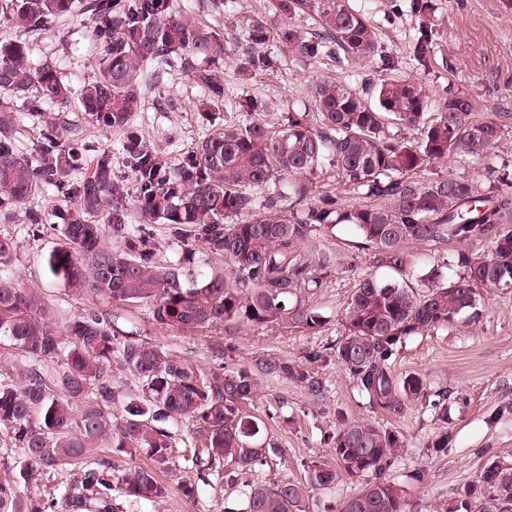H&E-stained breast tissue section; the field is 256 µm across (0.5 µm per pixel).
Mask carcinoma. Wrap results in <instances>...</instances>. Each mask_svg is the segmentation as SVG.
Returning a JSON list of instances; mask_svg holds the SVG:
<instances>
[{
	"label": "carcinoma",
	"instance_id": "obj_1",
	"mask_svg": "<svg viewBox=\"0 0 512 512\" xmlns=\"http://www.w3.org/2000/svg\"><path fill=\"white\" fill-rule=\"evenodd\" d=\"M87 16L98 75L78 95L49 65L29 62L30 43L74 15ZM278 20H253L244 38L199 23L173 0H0V16L15 30L0 38V96L20 99L39 111L64 113L76 103L102 129L123 133L130 179L115 174L112 159L82 138L50 134L32 156L15 146L17 119L0 108V219L11 217L30 197L53 187L68 199L59 243L44 258L47 273L72 294L120 305H146L153 320L173 330L241 325L296 324L314 329L323 315L306 297L324 287L334 265L326 251L305 242L316 231L353 227L362 248L380 266L399 275L414 262L403 250L409 241L452 242L458 272L444 280L433 269L421 287L374 276L360 279L344 309L345 334L332 356L372 408L398 416L424 396L418 374L396 375L390 360L409 336L448 326L475 311L482 290L512 288V192L500 182L498 143L512 134L509 115L476 121L475 105L448 86L430 98L413 79L388 75L395 64L378 56L376 28L351 0H267ZM414 35L409 54L423 68L435 62L437 0H409ZM307 16L312 26L294 23ZM279 43L298 60L374 63L386 72L360 91L321 80L309 89L311 110L288 113L278 130L255 120L227 124L197 142L172 164L133 122L146 91L170 71H180L201 88L207 101L224 100V84L210 63L235 57L239 73L251 76L272 67L265 51ZM421 128L410 139L405 131ZM479 165L484 181L467 176H423L434 163ZM332 171L359 202L341 206L324 194L300 208L313 180ZM79 178H73V174ZM137 204L141 225L129 223L127 197ZM248 214L242 220L240 216ZM168 225L177 238L200 242L206 252L229 262L198 270L192 252L170 261L159 257L143 225ZM112 240H107L105 225ZM483 244L488 252L476 253ZM39 362L60 364L47 373L30 369L21 385H0V430L24 450L20 479L28 483L63 465L83 466L70 484L63 509L97 503V512H116L119 497L156 502L168 488L159 474L175 465L173 428L187 423L184 459L220 472L238 488V512H307L314 488L340 478L362 481L338 512H405L401 489L387 477L404 447L400 432L371 421H343L333 441L336 467L313 461L301 479L259 484L246 479L267 462L273 443L260 442L258 419L247 411L257 374L290 380L320 400V375L287 361L202 369L122 330L109 313L96 309L62 318L40 291L0 272V346ZM128 372L138 382L114 413L112 376ZM443 427L430 448L448 449V404L437 403ZM133 456L145 453L146 468L112 478L105 460L84 467L95 448ZM45 493L24 496L16 481H0V512H58ZM448 512H512V468L492 461L477 481L448 504Z\"/></svg>",
	"mask_w": 512,
	"mask_h": 512
}]
</instances>
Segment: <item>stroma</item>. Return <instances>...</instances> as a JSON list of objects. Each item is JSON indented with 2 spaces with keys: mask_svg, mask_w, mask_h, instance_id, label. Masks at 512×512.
I'll use <instances>...</instances> for the list:
<instances>
[{
  "mask_svg": "<svg viewBox=\"0 0 512 512\" xmlns=\"http://www.w3.org/2000/svg\"><path fill=\"white\" fill-rule=\"evenodd\" d=\"M357 2L379 26L381 49L393 58L399 74L419 82L433 97L448 82H455L476 103L477 119L495 120L500 113H512V13L502 0H441L435 47L440 62L429 69L408 53L413 36L410 17L390 24L385 19L388 0ZM174 4L229 36L241 35L251 20L267 15L264 0H228L220 15L212 12L208 0H174ZM268 52L274 68L249 79L238 75L234 59L216 64L224 84V102L216 114H204L200 104L205 93L185 74L174 72L148 91L143 111L134 117L136 124L175 162L224 123L242 125L260 119L274 125L284 120L289 109L305 110L307 90L315 81L331 79L359 89L373 76L364 64L292 60L276 43L269 45ZM30 61L36 66L51 63L65 83L80 89L97 73L84 16L35 40ZM249 98L261 100L265 111L256 114L242 108V101ZM67 118L88 144L111 151L114 170L126 175L120 133L101 130L74 106ZM61 205L60 194L49 189L17 209L12 221H0V235L16 243L12 273L25 287L49 294L59 311L73 315L97 308L116 317L125 330L206 369L292 361L312 364L319 372L325 393L318 402L295 383L260 377L251 411L264 421L278 450L268 454L265 465L256 466L251 480L276 483L299 477L305 462H332L328 436L342 418L366 419L402 433L405 446L392 462L390 478L402 490L407 512H446L487 462L512 466V288L484 291L477 315L462 314L448 329L410 337L397 350L391 360L393 370L400 375L420 374L427 393L395 418L372 411L336 361H309L310 355L330 347L344 333L342 312L358 281L369 275H392L379 267L373 251L356 248L350 227L316 232L308 241L313 250L336 256L325 287L309 299L326 319L321 328L224 325L179 331L156 324L147 306L119 307L103 299L79 298L46 274L44 257L57 240L54 228L61 222ZM29 208L47 216L41 233H32L25 222ZM442 393L448 396L451 440L447 451L436 454L428 448L440 426L432 404ZM165 480L170 492L161 502L127 503L120 512H224V493L209 470L180 459ZM186 482L195 485V497L183 495L180 486Z\"/></svg>",
  "mask_w": 512,
  "mask_h": 512,
  "instance_id": "35a3bbf8",
  "label": "stroma"
}]
</instances>
